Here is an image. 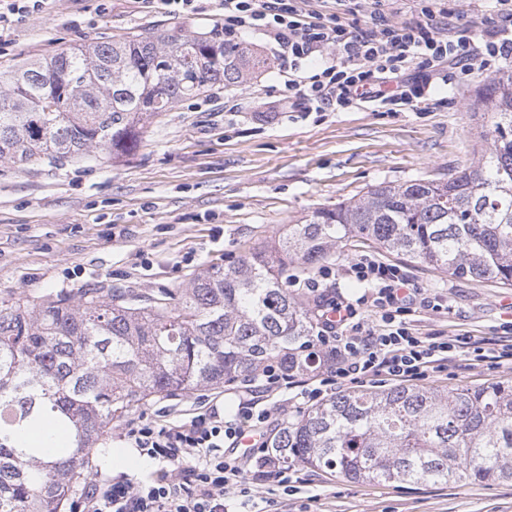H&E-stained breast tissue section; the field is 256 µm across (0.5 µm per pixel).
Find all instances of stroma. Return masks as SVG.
<instances>
[{
  "instance_id": "stroma-1",
  "label": "stroma",
  "mask_w": 512,
  "mask_h": 512,
  "mask_svg": "<svg viewBox=\"0 0 512 512\" xmlns=\"http://www.w3.org/2000/svg\"><path fill=\"white\" fill-rule=\"evenodd\" d=\"M444 33L480 39L495 0H447ZM171 16L160 0H50L14 22L0 39V70L62 49L148 32L224 37L218 0ZM250 45L266 60L262 74L217 85L176 103L146 126L136 151L100 152L62 163L0 161V297L77 291L97 282L142 294L187 287L213 264L273 246L289 225L320 206L360 197L384 182L446 179L474 160L477 124L469 105L486 80L512 74V59L438 85L422 110L292 112L272 107L281 87L273 52L260 36ZM371 254L399 266L424 295L448 298V311L418 309V332L469 336L494 345L512 321V287L458 279L372 244L344 247L326 269L295 272L330 296L356 299L364 284L350 275ZM512 382V364L470 365L466 357L425 380L442 392ZM234 419L238 398L209 388L154 400L132 419L184 421L205 405ZM297 491L235 499L231 512H512V482L452 481L407 485L348 481L301 467Z\"/></svg>"
}]
</instances>
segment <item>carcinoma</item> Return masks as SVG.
I'll return each instance as SVG.
<instances>
[{"label": "carcinoma", "instance_id": "carcinoma-1", "mask_svg": "<svg viewBox=\"0 0 512 512\" xmlns=\"http://www.w3.org/2000/svg\"><path fill=\"white\" fill-rule=\"evenodd\" d=\"M266 61L203 36L140 34L64 49L0 71V161L114 158L175 102L238 84ZM473 165L446 181L383 183L316 208L271 249L211 266L188 287L145 295L80 288L0 300V512H69L92 444L158 396L252 379L305 349L322 305L288 288V263L313 271L368 240L451 277L512 286V75L484 83ZM54 428V448L24 447ZM268 447L348 481H512V383L445 394L359 390L311 406Z\"/></svg>", "mask_w": 512, "mask_h": 512}]
</instances>
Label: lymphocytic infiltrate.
<instances>
[{"label": "lymphocytic infiltrate", "mask_w": 512, "mask_h": 512, "mask_svg": "<svg viewBox=\"0 0 512 512\" xmlns=\"http://www.w3.org/2000/svg\"><path fill=\"white\" fill-rule=\"evenodd\" d=\"M385 2L373 0L369 25L352 29L336 15L304 10L299 0H220L224 41L264 36L275 51L289 107L304 112H341L365 103L387 112L415 109L431 100L440 77L485 69L512 54L508 0H498L500 8L488 20L480 47L435 26V18L446 12L445 0H421L422 18L416 22L387 10ZM349 271L367 290L352 301L326 302L308 346L321 376L318 386L301 387L296 377L267 364L256 374L266 391L297 387L309 404L357 383L429 377L464 352L478 362H512L511 321L503 324L504 338L490 351L478 340L423 336L407 319L417 291L400 267L363 255ZM363 308L378 316L377 325L360 319ZM238 398L230 421L213 412L182 425L129 422L126 435L161 463L160 474L145 484L93 483L86 512H224L227 495L248 498L254 487L272 483L289 487L292 469L286 461L262 444L239 448L244 434H261L271 413L252 387L239 391Z\"/></svg>", "instance_id": "lymphocytic-infiltrate-1"}]
</instances>
